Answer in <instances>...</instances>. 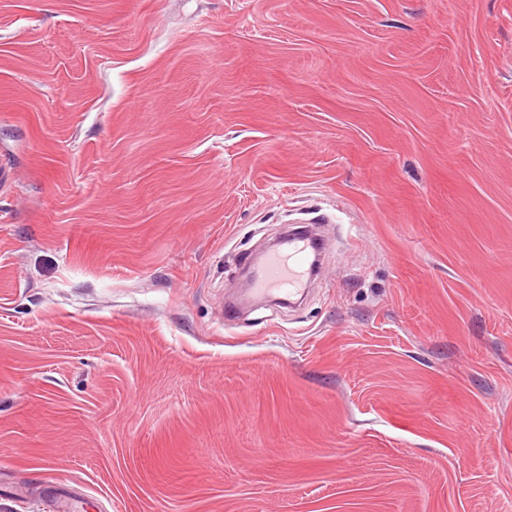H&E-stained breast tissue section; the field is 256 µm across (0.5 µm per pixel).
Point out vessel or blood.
Masks as SVG:
<instances>
[{
	"instance_id": "obj_1",
	"label": "vessel or blood",
	"mask_w": 512,
	"mask_h": 512,
	"mask_svg": "<svg viewBox=\"0 0 512 512\" xmlns=\"http://www.w3.org/2000/svg\"><path fill=\"white\" fill-rule=\"evenodd\" d=\"M309 242L302 238L284 240L267 253L252 277L251 288L258 296L289 298L303 293L309 278Z\"/></svg>"
}]
</instances>
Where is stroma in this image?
Listing matches in <instances>:
<instances>
[{"instance_id":"1","label":"stroma","mask_w":512,"mask_h":512,"mask_svg":"<svg viewBox=\"0 0 512 512\" xmlns=\"http://www.w3.org/2000/svg\"><path fill=\"white\" fill-rule=\"evenodd\" d=\"M320 225L296 309L226 307ZM512 512V0H0V512Z\"/></svg>"}]
</instances>
